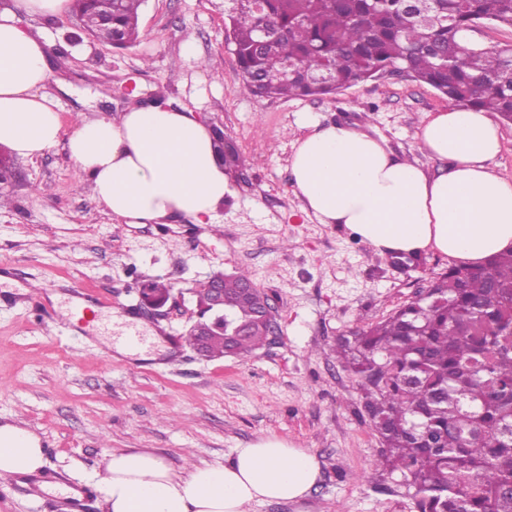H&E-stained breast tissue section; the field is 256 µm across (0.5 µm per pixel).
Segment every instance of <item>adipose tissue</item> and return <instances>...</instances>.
Masks as SVG:
<instances>
[{
  "instance_id": "1",
  "label": "adipose tissue",
  "mask_w": 512,
  "mask_h": 512,
  "mask_svg": "<svg viewBox=\"0 0 512 512\" xmlns=\"http://www.w3.org/2000/svg\"><path fill=\"white\" fill-rule=\"evenodd\" d=\"M66 0H16L0 9V142L21 158L65 143L94 197L133 224H165L186 216L210 223L235 189L217 158L215 134L192 110L164 104L84 118L62 138V120L47 83L56 70L44 32L21 13L54 16ZM417 138L446 161L438 175L396 157L368 128L312 126L293 143L290 169L305 208L323 224H342L387 254L436 251L474 266L512 249V181L492 164L501 136L492 113L453 107L426 114ZM96 483L105 512H251L288 502L313 487L319 466L308 452L263 436L223 464L177 473L141 449L105 452ZM46 465L27 428L0 422V476H28Z\"/></svg>"
}]
</instances>
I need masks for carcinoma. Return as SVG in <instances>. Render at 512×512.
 <instances>
[{
  "mask_svg": "<svg viewBox=\"0 0 512 512\" xmlns=\"http://www.w3.org/2000/svg\"><path fill=\"white\" fill-rule=\"evenodd\" d=\"M145 0H71L82 22L112 7V34L137 39ZM512 27V0H263L224 13L246 88L265 98L323 96L382 73H407L463 107L512 122V45H463L462 31ZM270 42L258 46L260 30ZM288 76H282L283 71ZM229 171L244 167L215 132ZM252 281L224 279V333L205 337L211 358L266 347L241 297ZM247 328L231 335V326ZM379 466L398 474L417 512H512V250L484 265L452 266L426 291L374 325L336 338Z\"/></svg>",
  "mask_w": 512,
  "mask_h": 512,
  "instance_id": "carcinoma-1",
  "label": "carcinoma"
}]
</instances>
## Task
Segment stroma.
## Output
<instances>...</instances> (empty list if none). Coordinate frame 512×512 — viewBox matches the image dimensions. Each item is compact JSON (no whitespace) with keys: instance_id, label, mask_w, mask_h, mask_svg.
<instances>
[{"instance_id":"1","label":"stroma","mask_w":512,"mask_h":512,"mask_svg":"<svg viewBox=\"0 0 512 512\" xmlns=\"http://www.w3.org/2000/svg\"><path fill=\"white\" fill-rule=\"evenodd\" d=\"M45 31L71 83L49 85L64 133L88 107L118 111L162 100L222 126L245 168L211 224L178 218L129 224L93 198L65 143L16 159L19 181L0 208V420L45 442L53 481L95 487L104 449H148L177 471L227 461L235 449L276 436L314 455L320 474L303 498L253 512H415L407 490L374 472L381 444L357 414L353 376L332 352L337 336L379 321L427 288L452 260L420 254L403 271L356 235L303 209L290 171L305 122L368 124L400 157L433 172L422 152V116L452 100L406 75H386L324 97L251 95L225 45L224 0H146L137 42L93 41L71 12L23 15ZM248 269L274 296L282 342L247 358L203 360L185 343L194 288L218 271ZM170 283L182 306L155 319L138 308L142 281ZM107 300L96 321L52 328L48 311L71 302L72 285ZM145 336L144 355L118 352L127 326ZM0 512H73L64 496L0 485Z\"/></svg>"}]
</instances>
